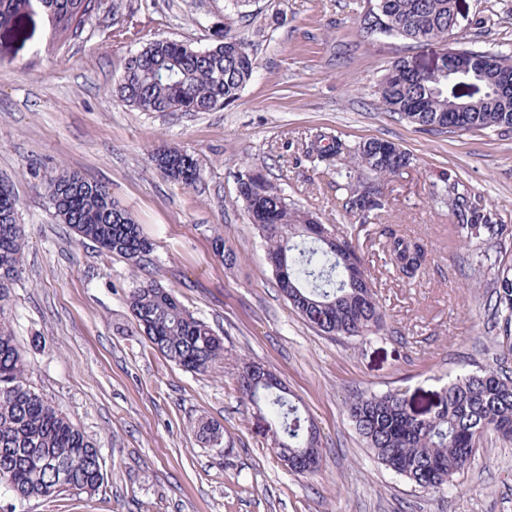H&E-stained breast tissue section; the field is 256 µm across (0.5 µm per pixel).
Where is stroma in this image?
I'll list each match as a JSON object with an SVG mask.
<instances>
[{"mask_svg": "<svg viewBox=\"0 0 512 512\" xmlns=\"http://www.w3.org/2000/svg\"><path fill=\"white\" fill-rule=\"evenodd\" d=\"M112 0L75 40L50 44L38 0L26 40L0 31V187L18 200L27 245L13 288V329L30 383L99 446L105 483L0 512H512V444L485 439L442 492H426L378 464L343 412L353 392L399 389L431 409L456 376L500 352L493 305L498 269L512 265V133L435 134L388 112L379 79L401 56L425 65L436 43L377 34L362 16L375 0ZM450 47L512 57V0H458ZM257 69L233 106L214 112H140L113 101L126 61L146 42L214 44L225 24ZM348 146L380 138L410 164L386 181L388 205L360 225L345 210L344 163L304 155L318 135ZM167 143L187 150L200 179L185 187L150 162ZM249 166L268 167L288 200L358 241L390 330L338 340L307 324L279 293L263 241L237 195ZM105 184L153 244L151 273L224 339V361L195 374L140 334L126 305L141 278L58 223L45 186L59 169ZM482 199L507 231L497 245L462 238L444 178ZM420 241L429 263L401 279L379 243L383 226ZM240 255L226 268L215 233ZM274 370L316 424L326 454L312 476L284 470L267 425L241 402V359ZM215 420L223 443L196 435Z\"/></svg>", "mask_w": 512, "mask_h": 512, "instance_id": "35a3bbf8", "label": "stroma"}]
</instances>
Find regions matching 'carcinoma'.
I'll list each match as a JSON object with an SVG mask.
<instances>
[{
    "label": "carcinoma",
    "instance_id": "1",
    "mask_svg": "<svg viewBox=\"0 0 512 512\" xmlns=\"http://www.w3.org/2000/svg\"><path fill=\"white\" fill-rule=\"evenodd\" d=\"M100 6L101 0H41L52 41L78 37ZM23 9L24 0H0V30L24 35ZM455 11L456 0H376L362 29L369 35L435 42L443 53H452L457 74L468 77L478 50L448 49ZM406 62L404 57L395 60L379 82L380 100L388 111L433 132H512V102L504 104L487 94L467 111L457 112L459 100L435 91L446 86L448 76L434 83L407 70L397 74ZM255 69L247 44L226 23L216 44L205 50L171 39L146 43L125 63L114 93L117 101L141 112H212L234 103ZM342 155L354 168L373 174L344 187L345 208L365 224L386 208L382 180L406 168L408 156L388 140L371 138L351 148L325 134L306 151V157L318 162ZM151 161L183 186L194 185L200 177L194 157L176 146L156 149ZM46 190L58 221L75 235L126 258L138 271L150 267L151 244L106 186L63 168ZM237 191L264 241L277 288L305 321L336 339L387 331L386 311L352 238L338 233L330 241L322 239L326 225L288 202L260 168L242 172ZM444 192L453 197L460 231L467 237L493 242L503 236V225L481 200L457 195L452 183ZM25 246L18 202L12 194L0 195V487L18 503L55 499L63 480L89 494L99 491L105 480L100 449L30 386L28 364L15 344L11 291L21 273ZM383 251L403 279H413L425 268L427 248L415 240L391 232ZM495 295V315L502 322L499 345L511 353L512 265L498 270ZM127 304L152 347L174 364L204 374L224 360L223 338L186 309L174 290L147 279L130 291ZM247 366L241 362L237 390L242 403L268 421V441L276 443L270 452L281 461L314 448L317 459L311 473H316L323 459L316 428L298 403L286 397L276 375L261 381L247 374ZM345 411L380 464L418 488L440 491L465 469L486 436L512 442V374L495 365L460 377L427 414L416 412L398 389L358 391L345 400ZM198 434L211 447L222 443L223 430L215 423L198 427Z\"/></svg>",
    "mask_w": 512,
    "mask_h": 512
}]
</instances>
